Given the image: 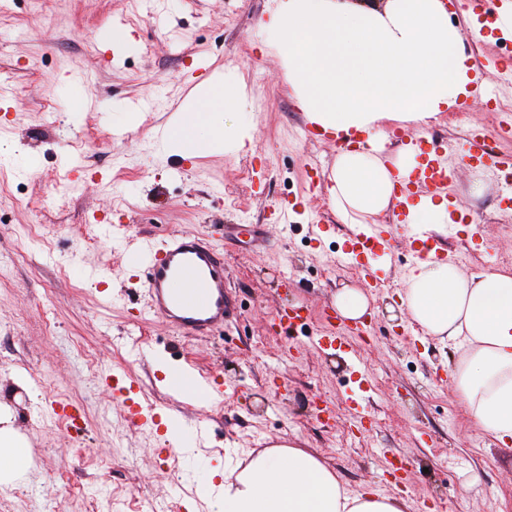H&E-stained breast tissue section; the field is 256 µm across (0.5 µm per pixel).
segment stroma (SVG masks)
Returning <instances> with one entry per match:
<instances>
[{
	"mask_svg": "<svg viewBox=\"0 0 512 512\" xmlns=\"http://www.w3.org/2000/svg\"><path fill=\"white\" fill-rule=\"evenodd\" d=\"M275 0H0V405L31 445L34 466L17 487H0V512H188L225 457L247 463L262 445L291 442L337 470L349 489L369 486L407 499L409 512H512V449L471 420L445 365L453 347L389 319L416 261L417 228L390 225L388 278L369 291L371 335L330 352L310 330L285 338L277 309L331 310L343 285L363 287L338 255L352 232L332 211L326 184L335 144L309 142L306 120L280 61L263 46ZM131 31L137 47L112 50L105 33ZM484 78L483 97L431 122L395 130L462 142L495 131L499 105L512 106V30L467 45ZM234 70L246 85L252 146L240 154L183 158L165 153L155 131L207 74ZM78 86L87 107L60 97ZM79 158L86 177L66 176ZM449 189L463 220L444 227L445 253L468 274L512 268V221L499 205L511 189L473 171L459 154ZM42 227L31 248L17 225ZM228 224L269 229L270 245L245 250ZM324 232L315 237L312 225ZM180 232L204 235L224 254L234 312L223 330L181 338L159 319L135 321L149 304L127 249L162 246ZM194 364L233 389L222 402L188 403L161 384L155 355ZM128 369L143 405L172 411L182 436L206 421L200 452L162 460L163 432L128 425L99 380ZM288 390L275 394L280 379ZM365 393V426L350 399ZM79 406L83 432L51 417L48 404Z\"/></svg>",
	"mask_w": 512,
	"mask_h": 512,
	"instance_id": "35a3bbf8",
	"label": "stroma"
}]
</instances>
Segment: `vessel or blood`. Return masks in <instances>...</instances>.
Listing matches in <instances>:
<instances>
[{"instance_id": "vessel-or-blood-1", "label": "vessel or blood", "mask_w": 512, "mask_h": 512, "mask_svg": "<svg viewBox=\"0 0 512 512\" xmlns=\"http://www.w3.org/2000/svg\"><path fill=\"white\" fill-rule=\"evenodd\" d=\"M429 151L432 158L424 170L397 182L394 191L401 201H409L420 187L443 191L450 181L452 172L444 163L442 143L431 141ZM462 157L473 168H512V153L500 150L496 136L483 130L468 136ZM391 252L390 238L385 236L382 226L375 225L350 239L343 259L359 270L369 288L377 289L384 280L369 258ZM127 264L144 273L141 284L150 299V314L169 324L179 335H211L222 329L232 314L231 303L224 295V256L199 234H175L160 249L143 242L128 254ZM102 379L113 399L123 403L129 401L137 384L124 369H108Z\"/></svg>"}]
</instances>
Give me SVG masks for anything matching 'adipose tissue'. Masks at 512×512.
<instances>
[{
  "instance_id": "adipose-tissue-1",
  "label": "adipose tissue",
  "mask_w": 512,
  "mask_h": 512,
  "mask_svg": "<svg viewBox=\"0 0 512 512\" xmlns=\"http://www.w3.org/2000/svg\"><path fill=\"white\" fill-rule=\"evenodd\" d=\"M308 123L366 136L340 150L327 195L344 223L390 209L394 180L423 164L413 143L393 146L389 128L429 125L468 97L477 69L443 0H279L263 26ZM241 81L209 79L190 102L192 119L175 116L159 132L162 148L243 151L252 139ZM407 223L423 232L451 223L446 194L410 204ZM399 306L424 335L460 339L448 365L469 417L501 445L512 444V269L470 276L452 260L422 259L411 267ZM33 466L27 438L0 413V483ZM210 512H406L399 496L348 489L340 475L303 448H269L241 469L224 468L208 483Z\"/></svg>"
}]
</instances>
